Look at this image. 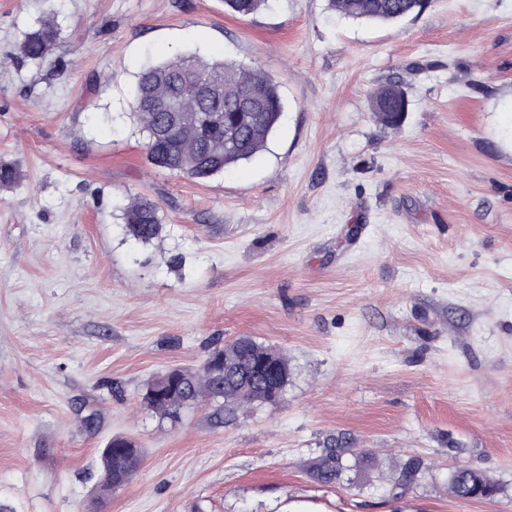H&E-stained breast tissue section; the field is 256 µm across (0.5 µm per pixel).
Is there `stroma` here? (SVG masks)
<instances>
[{
  "label": "stroma",
  "instance_id": "stroma-1",
  "mask_svg": "<svg viewBox=\"0 0 512 512\" xmlns=\"http://www.w3.org/2000/svg\"><path fill=\"white\" fill-rule=\"evenodd\" d=\"M54 13L50 65L19 46ZM259 69L284 110L206 180L155 167L132 107L177 53ZM401 81L400 125L369 93ZM0 500L90 512L115 435L145 450L104 512H512V0H426L382 24L328 0H0ZM164 225L126 230L136 198ZM250 336L287 356L275 402L160 426L148 381ZM94 415L89 432L79 419ZM350 434L381 480L312 479ZM429 469L394 497L395 462ZM480 470L492 500L448 491Z\"/></svg>",
  "mask_w": 512,
  "mask_h": 512
}]
</instances>
